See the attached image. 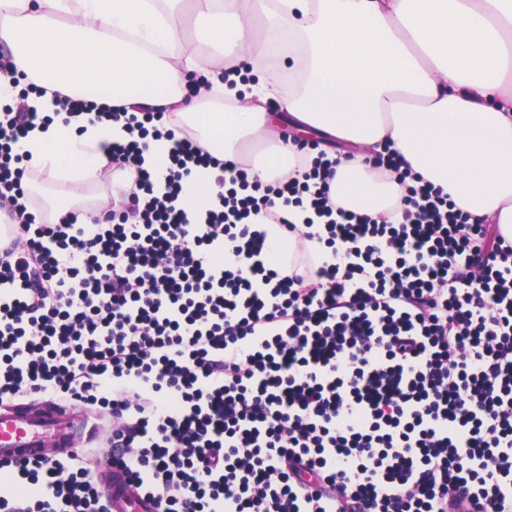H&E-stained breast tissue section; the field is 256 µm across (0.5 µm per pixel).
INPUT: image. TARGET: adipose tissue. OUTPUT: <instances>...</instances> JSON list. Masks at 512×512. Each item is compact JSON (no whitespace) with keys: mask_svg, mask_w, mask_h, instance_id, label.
Wrapping results in <instances>:
<instances>
[{"mask_svg":"<svg viewBox=\"0 0 512 512\" xmlns=\"http://www.w3.org/2000/svg\"><path fill=\"white\" fill-rule=\"evenodd\" d=\"M0 44V103L20 76L38 86L25 168L68 187L38 220L74 212L89 224L86 185L133 189L135 168H115L107 151L127 140L124 124L96 114L112 107L163 113L173 137L150 142L147 169L162 171L187 132L264 188L323 157L336 206L395 222L405 190L373 164L391 147L512 241V0H0ZM61 94L96 109L59 111ZM216 174L187 178L189 213L213 204Z\"/></svg>","mask_w":512,"mask_h":512,"instance_id":"adipose-tissue-1","label":"adipose tissue"}]
</instances>
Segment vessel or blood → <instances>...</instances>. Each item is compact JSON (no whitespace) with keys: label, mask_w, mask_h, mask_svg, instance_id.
<instances>
[{"label":"vessel or blood","mask_w":512,"mask_h":512,"mask_svg":"<svg viewBox=\"0 0 512 512\" xmlns=\"http://www.w3.org/2000/svg\"><path fill=\"white\" fill-rule=\"evenodd\" d=\"M74 405L15 402L0 405V461L12 463L44 456L47 450L74 453L105 435ZM99 476L110 512H155L152 500L133 493L125 470L103 465Z\"/></svg>","instance_id":"1"}]
</instances>
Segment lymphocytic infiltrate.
<instances>
[{
    "mask_svg": "<svg viewBox=\"0 0 512 512\" xmlns=\"http://www.w3.org/2000/svg\"><path fill=\"white\" fill-rule=\"evenodd\" d=\"M111 117L135 188L44 224L17 151L34 115L0 108V404L112 421L101 448L5 465L0 512H109L106 463L156 512H512L511 242L429 184L396 223L335 209L322 160L271 193L226 162L193 216L183 180L212 156L187 135L151 173L162 113ZM280 205L325 218L328 258L266 265L257 219L299 232Z\"/></svg>",
    "mask_w": 512,
    "mask_h": 512,
    "instance_id": "obj_1",
    "label": "lymphocytic infiltrate"
}]
</instances>
